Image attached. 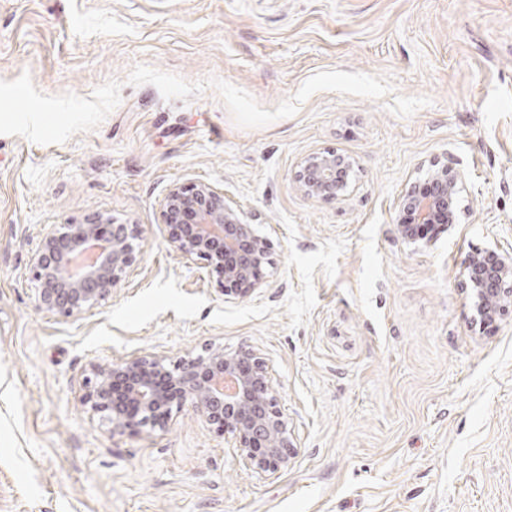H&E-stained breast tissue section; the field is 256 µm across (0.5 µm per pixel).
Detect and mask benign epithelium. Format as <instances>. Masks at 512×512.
I'll list each match as a JSON object with an SVG mask.
<instances>
[{
  "instance_id": "obj_1",
  "label": "benign epithelium",
  "mask_w": 512,
  "mask_h": 512,
  "mask_svg": "<svg viewBox=\"0 0 512 512\" xmlns=\"http://www.w3.org/2000/svg\"><path fill=\"white\" fill-rule=\"evenodd\" d=\"M355 166L350 156L315 150L300 162L296 186L307 197L337 200L347 191ZM459 179L446 162L430 170L433 193L424 194L418 183H410L400 197L395 235L413 244L416 224H427L437 234L451 230L457 223ZM160 208L170 243L186 260L209 267L222 295L246 297L265 285L269 240L224 190L206 182L174 183ZM137 239L135 225L114 224L100 215L59 225L32 255L39 308L67 320L107 302L138 266ZM462 288L481 322L494 321L512 305V253L469 255ZM83 402L120 432L163 430L173 410L189 402L216 431L232 435L241 462L259 477L286 467L294 447L269 367L254 349L228 356L223 347L211 346L204 355L177 362L149 354L94 363Z\"/></svg>"
}]
</instances>
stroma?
Returning a JSON list of instances; mask_svg holds the SVG:
<instances>
[{"label":"stroma","instance_id":"obj_1","mask_svg":"<svg viewBox=\"0 0 512 512\" xmlns=\"http://www.w3.org/2000/svg\"><path fill=\"white\" fill-rule=\"evenodd\" d=\"M357 159L347 195L299 162ZM458 222L391 232L435 159ZM223 188L270 241L225 298L167 239L176 182ZM137 225L103 306L44 313L55 225ZM512 251V0H0V512H512V308L473 324L465 257ZM211 345L266 360L295 448L261 478L192 405L114 431L95 362ZM357 161L330 150H315L305 156L295 172L298 190L311 198L339 199L349 187L348 176Z\"/></svg>","mask_w":512,"mask_h":512}]
</instances>
